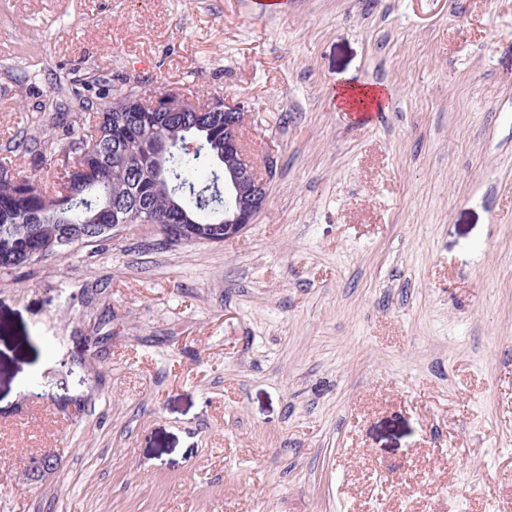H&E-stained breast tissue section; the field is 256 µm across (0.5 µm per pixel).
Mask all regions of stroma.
Instances as JSON below:
<instances>
[{
    "label": "stroma",
    "mask_w": 512,
    "mask_h": 512,
    "mask_svg": "<svg viewBox=\"0 0 512 512\" xmlns=\"http://www.w3.org/2000/svg\"><path fill=\"white\" fill-rule=\"evenodd\" d=\"M118 85L243 105L266 206L0 272V512H512V0H0L1 166Z\"/></svg>",
    "instance_id": "stroma-1"
}]
</instances>
